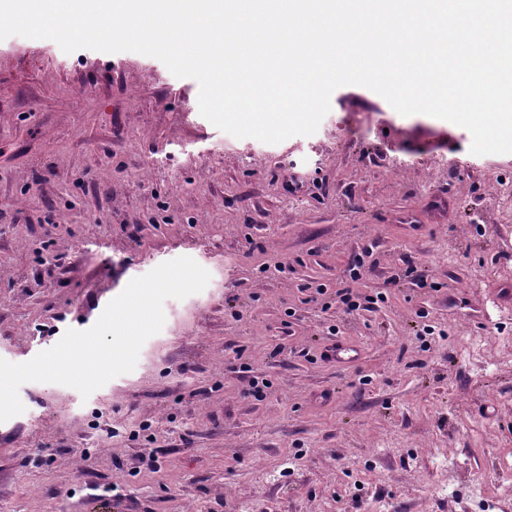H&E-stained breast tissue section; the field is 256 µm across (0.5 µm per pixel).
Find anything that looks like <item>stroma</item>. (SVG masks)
Returning <instances> with one entry per match:
<instances>
[{
	"label": "stroma",
	"mask_w": 512,
	"mask_h": 512,
	"mask_svg": "<svg viewBox=\"0 0 512 512\" xmlns=\"http://www.w3.org/2000/svg\"><path fill=\"white\" fill-rule=\"evenodd\" d=\"M198 96L151 56L0 40V359L164 262L210 274L133 371L20 387L0 512H512V153L359 85L277 144ZM339 337L353 365L321 359Z\"/></svg>",
	"instance_id": "obj_1"
}]
</instances>
